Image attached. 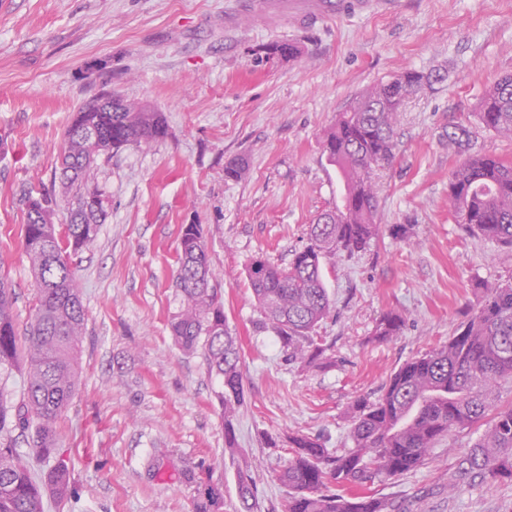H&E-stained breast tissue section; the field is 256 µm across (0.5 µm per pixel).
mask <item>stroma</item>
Here are the masks:
<instances>
[{
  "label": "stroma",
  "instance_id": "1",
  "mask_svg": "<svg viewBox=\"0 0 512 512\" xmlns=\"http://www.w3.org/2000/svg\"><path fill=\"white\" fill-rule=\"evenodd\" d=\"M229 0H0V269L15 291L18 327L29 320L34 277L23 250V199L64 193L59 155L72 114L112 89L163 112L168 137L100 162L108 197L95 243L73 255L86 322L80 379L59 423L57 455L73 494L44 512H192L177 469L191 462L224 487L239 512L224 454L219 380L201 356L173 344L174 271L182 225L202 229L241 346L245 403L237 444L261 498L284 512L275 474L286 438L349 448L355 399H377L406 361L447 343L481 289L512 281V248L469 234L450 214L448 177L460 161L449 125L476 111L512 74V0H398L395 10L269 27L259 10L224 28ZM297 44L292 61L259 62L262 47ZM413 68L441 75L411 97L392 163L374 186L383 230L366 253L326 261L333 301L316 328L329 366L290 361L266 327L246 278L251 262L287 266L309 224L333 209L342 183L324 152L327 131L362 90ZM245 159L243 179L225 175ZM394 224L412 227L394 239ZM405 325L375 340L378 319ZM476 429L440 440L417 470L377 483L407 512H512V483L449 491L455 457ZM404 324L405 319L402 314L388 311L379 319L374 330V336L382 341L392 339L400 334Z\"/></svg>",
  "mask_w": 512,
  "mask_h": 512
}]
</instances>
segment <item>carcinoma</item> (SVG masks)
Listing matches in <instances>:
<instances>
[{
	"label": "carcinoma",
	"mask_w": 512,
	"mask_h": 512,
	"mask_svg": "<svg viewBox=\"0 0 512 512\" xmlns=\"http://www.w3.org/2000/svg\"><path fill=\"white\" fill-rule=\"evenodd\" d=\"M432 75L406 69L381 80L340 113L325 138V153L342 182L332 224L309 226L310 243L286 267L264 262V275L246 277L257 307L290 360L311 367L326 349L311 336L331 310L323 278L324 260L367 251L379 236L373 171L394 158L398 98L431 86ZM474 120L498 136L512 139V74L498 79L483 96ZM91 128L96 138L75 136ZM472 123H459L448 144L471 146ZM168 137L163 113L86 111L80 105L67 127L62 155L65 195L71 209L64 224L43 218L47 196L25 199L27 224L23 247L35 279V302L25 346L19 347L12 312L13 294L0 272V373L24 360L22 404L7 405L0 391V432L34 428L33 454L45 461L56 454L58 423L75 395L86 314L71 255L89 247L106 217L107 200L92 185L98 161L129 145H151ZM450 211L472 234L512 247V160L475 154L458 164L448 182ZM178 311L169 327L185 355L200 353L208 372L222 380L218 395L224 420V452H237L234 421L245 402L241 350L228 327L224 302L211 284L206 245L197 224L182 226L175 275ZM404 317L388 311L374 336L382 341L400 334ZM512 385V284L484 287L467 321L448 343L400 366L374 401H356L350 415L353 446L335 455L317 439L287 437L288 463L275 480L288 490L285 512H401L403 507L376 495L379 482L417 470L436 442L454 432L484 427L448 477V492L460 484L512 482V405L497 401ZM182 482L195 488L193 512H223L224 496L212 478L186 464ZM242 512H258L256 483L249 466L236 470ZM69 468L57 462L45 476H33L29 460L0 444V512H44V499H66Z\"/></svg>",
	"instance_id": "obj_1"
}]
</instances>
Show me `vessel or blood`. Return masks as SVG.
Wrapping results in <instances>:
<instances>
[{
	"mask_svg": "<svg viewBox=\"0 0 512 512\" xmlns=\"http://www.w3.org/2000/svg\"><path fill=\"white\" fill-rule=\"evenodd\" d=\"M391 0H262L269 17L290 16L296 24L305 25L376 10L389 6Z\"/></svg>",
	"mask_w": 512,
	"mask_h": 512,
	"instance_id": "vessel-or-blood-1",
	"label": "vessel or blood"
}]
</instances>
